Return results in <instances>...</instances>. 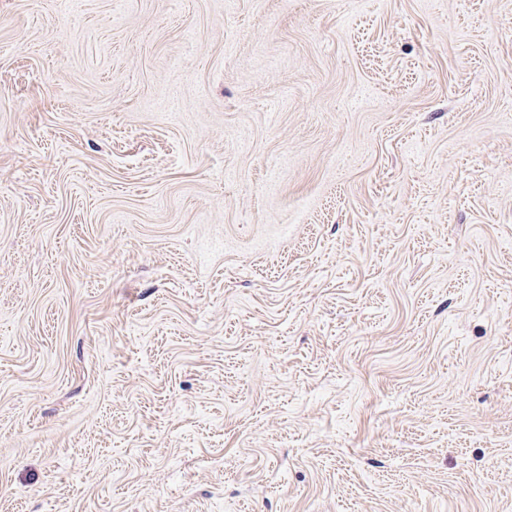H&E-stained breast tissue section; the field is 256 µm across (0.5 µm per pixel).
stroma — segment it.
Listing matches in <instances>:
<instances>
[{
  "mask_svg": "<svg viewBox=\"0 0 512 512\" xmlns=\"http://www.w3.org/2000/svg\"><path fill=\"white\" fill-rule=\"evenodd\" d=\"M0 512H512V0H0Z\"/></svg>",
  "mask_w": 512,
  "mask_h": 512,
  "instance_id": "stroma-1",
  "label": "stroma"
}]
</instances>
